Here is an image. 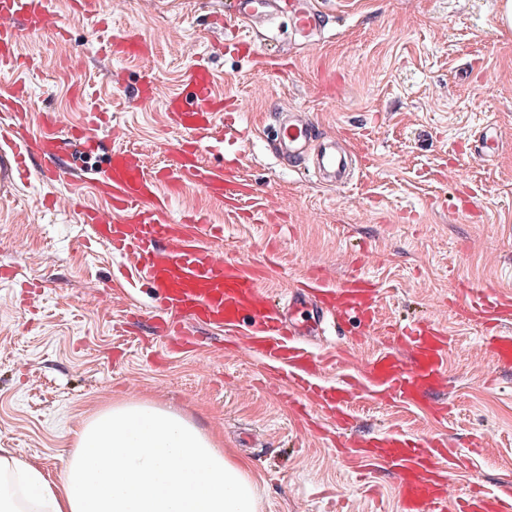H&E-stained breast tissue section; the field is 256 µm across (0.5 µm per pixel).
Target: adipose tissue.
Here are the masks:
<instances>
[{
  "label": "adipose tissue",
  "mask_w": 512,
  "mask_h": 512,
  "mask_svg": "<svg viewBox=\"0 0 512 512\" xmlns=\"http://www.w3.org/2000/svg\"><path fill=\"white\" fill-rule=\"evenodd\" d=\"M0 512H256V501L243 468L197 425L124 403L77 431L56 477L0 448Z\"/></svg>",
  "instance_id": "adipose-tissue-1"
}]
</instances>
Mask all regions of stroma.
<instances>
[{
    "label": "stroma",
    "instance_id": "stroma-1",
    "mask_svg": "<svg viewBox=\"0 0 512 512\" xmlns=\"http://www.w3.org/2000/svg\"><path fill=\"white\" fill-rule=\"evenodd\" d=\"M224 2L100 0L89 19L55 0L67 39L34 35L18 50L29 63L30 129L48 111L63 134L86 112H103L127 135L101 128V149H133L156 167L182 134L161 99L136 100L142 64L104 50L98 26L140 30L167 93L180 89L192 55L203 56L232 120L252 129L237 175L264 207L236 219L185 186L173 211L223 226L218 245L241 263L274 257L263 284L276 294L316 268L339 280L372 277L381 290L376 335L317 337L318 351L351 346L362 362L389 328L431 314L454 338L448 431L469 457L454 486L463 494L512 479V371L487 383L482 327L458 306L469 288L512 291V29L502 0H307L321 29L303 39L287 16H271L252 24L248 54L224 48ZM281 111L299 113L347 153L343 182L277 157ZM99 176L76 170L58 183L33 174L0 196V267L14 271L0 282V448L52 476L88 419L147 402L194 421L246 464L257 512H399L393 477L379 474L376 494L366 492L345 462L300 432L286 399L259 379L256 357L210 337L166 352L149 334L148 289L101 304L116 265L110 250L76 211L42 204L75 194L104 207L92 188ZM354 421L364 432L392 427L417 438L439 429L420 411L366 398ZM475 436L481 447H470Z\"/></svg>",
    "mask_w": 512,
    "mask_h": 512
}]
</instances>
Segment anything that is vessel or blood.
I'll list each match as a JSON object with an SVG mask.
<instances>
[{
  "mask_svg": "<svg viewBox=\"0 0 512 512\" xmlns=\"http://www.w3.org/2000/svg\"><path fill=\"white\" fill-rule=\"evenodd\" d=\"M287 8L301 36H308L318 20L303 0H231L229 17L253 23L268 13ZM66 24L53 0H0V182L21 179L37 169L43 179L65 181V144L58 133L56 113L42 116V129L27 131L28 93L17 65L16 47L26 36L60 35ZM110 53L151 64L153 54L144 35L127 33L107 37ZM183 89L161 94L152 78L137 91L140 99L163 96L170 122L184 138L172 148L169 166L147 170L137 152L119 149L97 181V190L110 206L84 207L82 223L91 225L98 241L113 254L134 257L140 281L152 288L156 307L164 316L158 333L173 337L175 345L195 346L189 323L223 329L241 348L264 363L279 391L302 417L310 432L330 443L338 459L359 467L384 463L395 475L401 512H512V483L478 490L467 496L454 492L450 476L465 464L447 436L415 439L391 429L369 437L350 427L352 407L361 395L386 405L428 413L447 423L452 406L441 396L448 382V352L452 338L433 319H418L399 332L362 364L332 362L313 352L308 339L319 330L358 322L362 335L377 329L380 290L363 274L354 272L335 280L314 271L281 298L261 287L264 271L225 257L216 248L223 226L185 215H173V192L192 183L227 209L238 210L253 189L231 181L226 170L210 168L204 155L218 149L235 154L241 129L225 126L224 97L216 91L209 65L201 59L186 69ZM103 113H90L71 138L90 152L99 148L97 129ZM313 137L305 120L289 116L280 125L277 140L292 157L304 154ZM315 165L324 177L341 180L347 159L334 142H322ZM467 315L481 320L493 367L512 366V333L501 330L512 319V292L473 295L465 302ZM306 312L296 321L294 311ZM336 365V380L324 381L328 365Z\"/></svg>",
  "mask_w": 512,
  "mask_h": 512,
  "instance_id": "1",
  "label": "vessel or blood"
}]
</instances>
